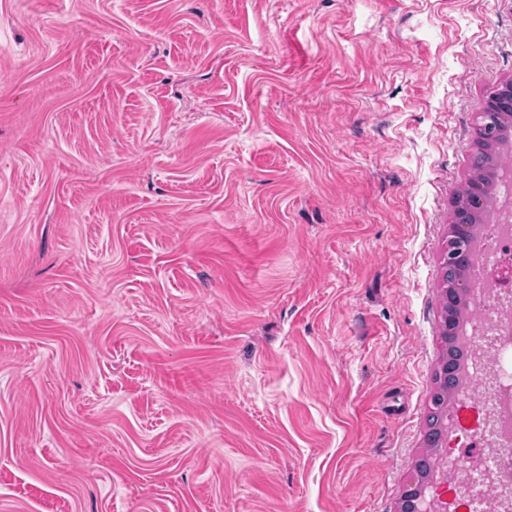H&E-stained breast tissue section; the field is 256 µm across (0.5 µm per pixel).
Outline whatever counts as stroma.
<instances>
[{
	"label": "stroma",
	"instance_id": "stroma-1",
	"mask_svg": "<svg viewBox=\"0 0 512 512\" xmlns=\"http://www.w3.org/2000/svg\"><path fill=\"white\" fill-rule=\"evenodd\" d=\"M512 0H0V512H398Z\"/></svg>",
	"mask_w": 512,
	"mask_h": 512
}]
</instances>
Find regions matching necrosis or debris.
Wrapping results in <instances>:
<instances>
[{"mask_svg": "<svg viewBox=\"0 0 512 512\" xmlns=\"http://www.w3.org/2000/svg\"><path fill=\"white\" fill-rule=\"evenodd\" d=\"M501 193L484 224L469 273L473 312L461 323L468 380L459 397L478 426L459 431L449 419L454 453L448 487L472 512H512V167L499 171Z\"/></svg>", "mask_w": 512, "mask_h": 512, "instance_id": "1", "label": "necrosis or debris"}]
</instances>
